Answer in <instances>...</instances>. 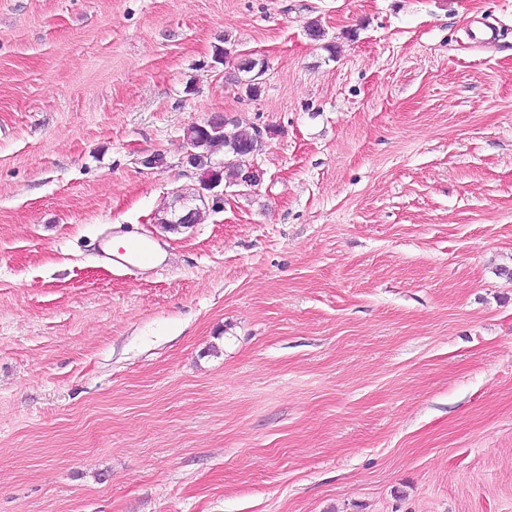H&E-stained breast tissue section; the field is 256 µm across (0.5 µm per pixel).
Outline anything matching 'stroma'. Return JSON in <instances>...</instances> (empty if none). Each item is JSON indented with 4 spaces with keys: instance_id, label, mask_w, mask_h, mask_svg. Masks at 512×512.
<instances>
[{
    "instance_id": "stroma-1",
    "label": "stroma",
    "mask_w": 512,
    "mask_h": 512,
    "mask_svg": "<svg viewBox=\"0 0 512 512\" xmlns=\"http://www.w3.org/2000/svg\"><path fill=\"white\" fill-rule=\"evenodd\" d=\"M0 512H512V0H0ZM231 63L236 69L239 78V85L245 90V92L251 95L255 89L260 90L259 85L255 83L256 81L254 80V77L260 74L264 69L262 60H259L258 63L255 59L241 58L236 62L231 59ZM256 67H258V70L253 74ZM226 122L229 119L224 116ZM221 115H214L209 124H196L188 127L184 132L183 141L187 140L195 151L185 152L182 163L196 170V159L200 164L197 168L202 177L210 173L213 162L212 156L224 149L227 161L218 163L210 176L211 180H220L224 185H237L245 170V163L258 156L265 147V139L256 135V127L242 128L239 122L224 125ZM223 127L224 130L215 128ZM196 157V159H195ZM102 256L112 261V264L126 268L146 266L153 263V249L148 245H135L130 250H122L116 253L103 251Z\"/></svg>"
}]
</instances>
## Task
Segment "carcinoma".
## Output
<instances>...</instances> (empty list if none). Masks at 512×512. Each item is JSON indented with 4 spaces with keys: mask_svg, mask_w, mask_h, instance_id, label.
Masks as SVG:
<instances>
[{
    "mask_svg": "<svg viewBox=\"0 0 512 512\" xmlns=\"http://www.w3.org/2000/svg\"><path fill=\"white\" fill-rule=\"evenodd\" d=\"M183 139L195 151L200 174H208L210 179L229 186L238 183L244 174L245 163L258 156L265 147V140L256 135V128H243L237 122L226 125L221 115L212 116L208 124L188 127ZM220 150L228 160L216 165L212 156Z\"/></svg>",
    "mask_w": 512,
    "mask_h": 512,
    "instance_id": "carcinoma-1",
    "label": "carcinoma"
}]
</instances>
